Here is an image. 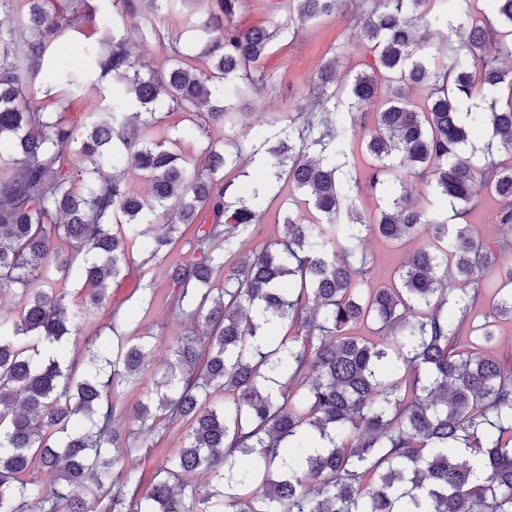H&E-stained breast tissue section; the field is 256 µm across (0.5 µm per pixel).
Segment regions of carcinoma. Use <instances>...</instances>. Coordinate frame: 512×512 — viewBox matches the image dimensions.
Returning a JSON list of instances; mask_svg holds the SVG:
<instances>
[{
	"label": "carcinoma",
	"instance_id": "cac0c4a2",
	"mask_svg": "<svg viewBox=\"0 0 512 512\" xmlns=\"http://www.w3.org/2000/svg\"><path fill=\"white\" fill-rule=\"evenodd\" d=\"M93 2L0 0L25 10L0 33V292L21 296L16 314H0V512H58L60 500L63 512H512V366L487 354L497 322L512 319V263L476 322L478 277L497 254L468 224L479 184L494 223L512 233V0H495L491 17L462 0L455 24L447 0H373L352 35L373 62L341 75L332 55L308 85L316 106L277 117L280 133L251 145L286 176L290 205L282 239L230 265L214 251L265 213L259 189L238 196L224 178L242 155L234 130L267 87L272 44L290 25L242 27V0H119L170 67L143 75L123 39L107 34L84 70L54 72L51 46L84 34ZM289 2L300 23L343 7ZM177 7L203 42L197 55L156 23ZM433 27L448 33L433 42ZM109 78L132 98L105 101ZM39 87L42 101L30 97ZM88 87L100 100L73 124L63 113ZM202 106L228 134L192 164L158 138L155 114L191 118ZM475 119L491 130L481 146L468 142ZM341 146L346 159L369 155L370 189L394 186L373 214L340 179ZM122 165L145 177L147 196L128 189ZM414 178L431 181L451 215L415 204ZM184 225L193 253L166 266V278L176 302L191 289L200 296L193 317L205 333L170 346L168 372L128 420L151 432L160 412L192 431L148 489L129 474L118 485L112 450L139 446L115 402L147 353L136 344L110 357L87 337L79 374L50 349L107 304L134 249L163 261ZM363 229L419 246L375 283L365 260L351 262ZM216 261L224 287L215 290ZM71 271L87 286L79 301L57 278ZM276 323L297 334L260 351L257 337ZM372 325L375 338L358 333ZM392 358L403 373L384 370ZM306 436L319 451L280 452ZM242 457L252 468L239 469ZM36 469L67 492L27 479ZM187 473L205 477L203 491H186ZM239 486L251 494L227 495Z\"/></svg>",
	"mask_w": 512,
	"mask_h": 512
}]
</instances>
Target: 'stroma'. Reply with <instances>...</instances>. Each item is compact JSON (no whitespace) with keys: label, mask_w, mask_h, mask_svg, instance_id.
<instances>
[{"label":"stroma","mask_w":512,"mask_h":512,"mask_svg":"<svg viewBox=\"0 0 512 512\" xmlns=\"http://www.w3.org/2000/svg\"><path fill=\"white\" fill-rule=\"evenodd\" d=\"M97 6L99 13L86 26L84 34L53 44L51 62L56 71L64 73L86 67L91 49L101 34L111 28L126 39L134 54L150 69L158 72L166 68V54L161 45L151 39L143 40L132 23L114 22L113 17L120 9L118 0H98ZM368 8L367 0H347L341 14L314 23L293 24L288 33L274 43L266 66L275 87L249 98L247 115L237 133L244 145L261 140L267 133L266 123L277 113L308 103V80L332 53L344 51L343 65L347 68L367 60L365 46L348 44L347 38L359 28ZM197 123L205 125L212 141H223V127L208 123L203 111L198 112L192 122L186 121L177 111L164 115L162 127L166 136L176 140L187 155L194 157L200 150V138L193 132ZM242 166L245 174L236 178V185L246 189L264 188L268 201L261 223L252 225L225 250L224 260L228 263L280 240L283 235L276 198L288 194L287 181L277 179L270 166L250 157H243ZM356 253L366 258L372 275L386 277L404 262L409 249L368 235L358 243ZM109 293L107 307L86 321L82 333L101 337L112 350L130 346L141 339L148 342L151 348L149 366L120 388L118 405L128 413L143 400L145 392L153 388L166 346L192 329L194 321L189 313L198 299L187 296L182 311H174L176 288L167 279L163 266L148 260L146 253L140 250L134 251L119 276L112 279ZM188 432V424L179 420L160 423L140 451L121 458L120 469L135 475L143 486H150L161 463L184 446Z\"/></svg>","instance_id":"obj_1"}]
</instances>
